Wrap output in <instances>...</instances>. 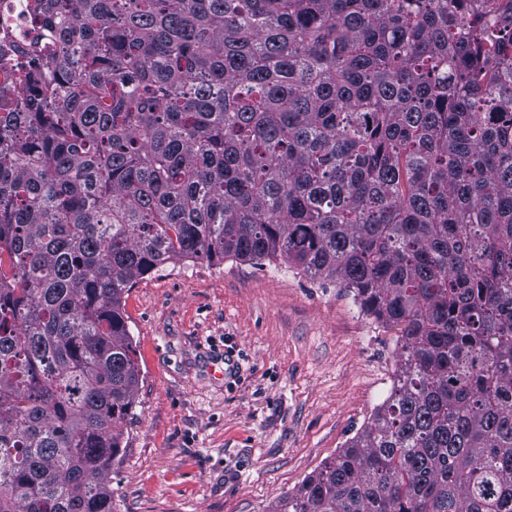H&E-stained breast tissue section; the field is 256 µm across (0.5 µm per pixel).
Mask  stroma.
<instances>
[{
  "mask_svg": "<svg viewBox=\"0 0 512 512\" xmlns=\"http://www.w3.org/2000/svg\"><path fill=\"white\" fill-rule=\"evenodd\" d=\"M122 304L140 384L116 512H268L391 388L396 331L279 261L169 263Z\"/></svg>",
  "mask_w": 512,
  "mask_h": 512,
  "instance_id": "obj_1",
  "label": "stroma"
}]
</instances>
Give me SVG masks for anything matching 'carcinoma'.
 Here are the masks:
<instances>
[{
	"instance_id": "carcinoma-1",
	"label": "carcinoma",
	"mask_w": 512,
	"mask_h": 512,
	"mask_svg": "<svg viewBox=\"0 0 512 512\" xmlns=\"http://www.w3.org/2000/svg\"><path fill=\"white\" fill-rule=\"evenodd\" d=\"M0 104V512H115L122 298L277 258L402 327L388 397L271 512H512V15L492 0H34Z\"/></svg>"
}]
</instances>
